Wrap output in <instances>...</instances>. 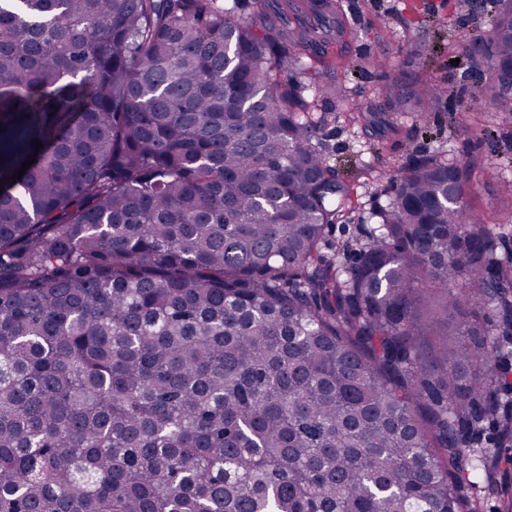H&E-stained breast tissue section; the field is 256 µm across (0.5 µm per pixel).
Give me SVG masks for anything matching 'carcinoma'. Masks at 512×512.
Instances as JSON below:
<instances>
[{
	"instance_id": "1",
	"label": "carcinoma",
	"mask_w": 512,
	"mask_h": 512,
	"mask_svg": "<svg viewBox=\"0 0 512 512\" xmlns=\"http://www.w3.org/2000/svg\"><path fill=\"white\" fill-rule=\"evenodd\" d=\"M267 2L0 0V512L502 493L512 238L473 204L477 163L411 158L350 265L324 260L350 189L297 73L332 11L280 0L281 28ZM483 39L467 70L512 112V0ZM390 96L422 116L445 90Z\"/></svg>"
}]
</instances>
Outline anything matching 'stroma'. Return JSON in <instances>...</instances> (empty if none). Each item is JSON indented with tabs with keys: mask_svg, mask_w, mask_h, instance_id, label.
I'll use <instances>...</instances> for the list:
<instances>
[{
	"mask_svg": "<svg viewBox=\"0 0 512 512\" xmlns=\"http://www.w3.org/2000/svg\"><path fill=\"white\" fill-rule=\"evenodd\" d=\"M346 40L328 49V66L305 70L302 80L316 86L323 69L333 74L331 91L311 100L326 124L318 137L331 165L350 186L347 223L335 225L322 248L332 259L338 242L358 236L374 211L387 204L388 179L413 155H441L477 161L475 205L489 223L512 231V215L500 207L501 164L512 157V119L496 110L466 74V59L489 24L488 13H470L464 0H440L438 8L418 0H342ZM389 64L387 76L372 67ZM440 83L447 91L444 110L425 119L397 117L398 127L383 133L353 118L356 111L383 116L391 111L388 82L411 86Z\"/></svg>",
	"mask_w": 512,
	"mask_h": 512,
	"instance_id": "35a3bbf8",
	"label": "stroma"
}]
</instances>
